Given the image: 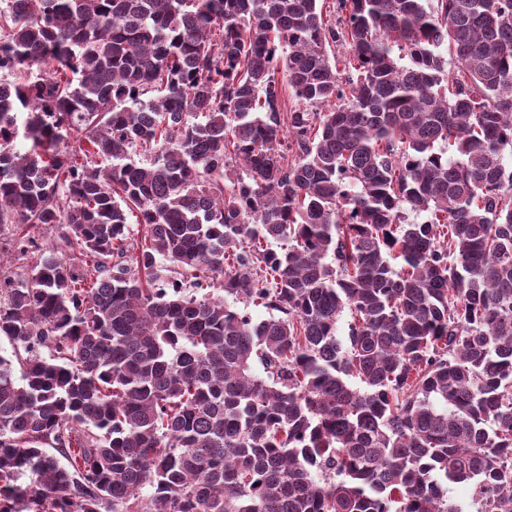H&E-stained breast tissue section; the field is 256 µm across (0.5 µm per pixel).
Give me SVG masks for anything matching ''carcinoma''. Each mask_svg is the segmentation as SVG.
<instances>
[{
    "label": "carcinoma",
    "instance_id": "1",
    "mask_svg": "<svg viewBox=\"0 0 512 512\" xmlns=\"http://www.w3.org/2000/svg\"><path fill=\"white\" fill-rule=\"evenodd\" d=\"M332 8L0 0V512H512V0Z\"/></svg>",
    "mask_w": 512,
    "mask_h": 512
}]
</instances>
